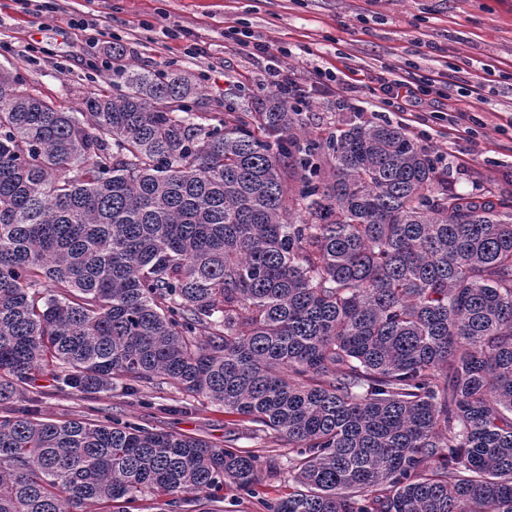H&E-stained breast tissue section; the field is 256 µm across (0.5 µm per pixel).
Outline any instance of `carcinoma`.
I'll list each match as a JSON object with an SVG mask.
<instances>
[{"instance_id": "cac0c4a2", "label": "carcinoma", "mask_w": 512, "mask_h": 512, "mask_svg": "<svg viewBox=\"0 0 512 512\" xmlns=\"http://www.w3.org/2000/svg\"><path fill=\"white\" fill-rule=\"evenodd\" d=\"M122 57L84 122L0 69V403L167 385L288 442L267 512H512V198L449 191L389 122L207 124ZM259 474L118 414L0 415V512H213Z\"/></svg>"}]
</instances>
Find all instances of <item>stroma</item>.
I'll use <instances>...</instances> for the list:
<instances>
[{
	"label": "stroma",
	"instance_id": "35a3bbf8",
	"mask_svg": "<svg viewBox=\"0 0 512 512\" xmlns=\"http://www.w3.org/2000/svg\"><path fill=\"white\" fill-rule=\"evenodd\" d=\"M53 10L21 13L15 0H0V64L64 107L78 108L87 92L107 85L102 58L124 48L132 68L182 71L199 89L198 111L211 124L226 108L252 111L271 91H256L268 64L238 49L228 27L248 31L273 47H287L282 63L298 86L310 87L316 67H335L371 81L393 71L413 78L452 74L455 83L480 81L483 99L469 104L484 124L463 136L447 120L418 112L409 133L432 155L448 159V187L459 194L512 195V0H53ZM93 18L108 39L87 43L62 15ZM302 117L314 133L372 120L400 123L403 115L382 109L361 92L337 108L335 88L315 92ZM42 417L55 421L119 414L149 429L196 436L211 445H234L259 455L264 478L255 492L225 486L217 512H267L292 487L287 443L256 437L242 416L175 389L138 384L89 398L50 387L46 378L28 386Z\"/></svg>",
	"mask_w": 512,
	"mask_h": 512
}]
</instances>
